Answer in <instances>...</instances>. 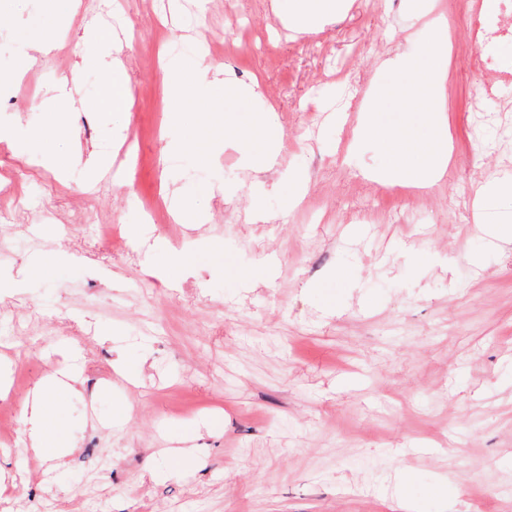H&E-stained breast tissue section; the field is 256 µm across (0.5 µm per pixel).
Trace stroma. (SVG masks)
<instances>
[{"instance_id":"stroma-1","label":"stroma","mask_w":512,"mask_h":512,"mask_svg":"<svg viewBox=\"0 0 512 512\" xmlns=\"http://www.w3.org/2000/svg\"><path fill=\"white\" fill-rule=\"evenodd\" d=\"M277 6L80 0L49 29L51 53L26 61L19 35L49 2L0 0V127L56 122L63 134L41 148L68 163L60 179L0 144V201L16 211L0 225V275L19 283L0 292V401L17 414L0 438V512H512V246L490 247L473 221L477 189L512 181V134L471 109L468 0L448 14L452 162L430 189L371 180L382 154L355 137L379 60L428 38L412 0H350L306 33ZM235 14L264 51L223 56ZM102 21L132 84L121 114L98 108L104 76L77 49ZM333 59L356 92L343 94ZM205 67L245 85L261 75L247 109L275 112L278 172L257 179L236 137L204 159L171 151L199 114L173 122L166 91ZM64 79L83 106L49 118ZM76 154L108 156V173ZM292 174L306 181L293 205ZM146 198L200 221L145 223ZM177 244L197 246L194 265L162 273V247ZM37 255L49 272L26 277ZM246 267L259 272L248 286ZM70 350L80 376L47 434L76 448L58 467L24 451L22 415Z\"/></svg>"}]
</instances>
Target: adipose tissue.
<instances>
[{"instance_id":"ef3b65f1","label":"adipose tissue","mask_w":512,"mask_h":512,"mask_svg":"<svg viewBox=\"0 0 512 512\" xmlns=\"http://www.w3.org/2000/svg\"><path fill=\"white\" fill-rule=\"evenodd\" d=\"M347 6V0H292L281 20L290 29L320 27ZM257 94L256 86L232 84L231 81L223 79L219 72L205 68L192 77L188 86L172 85L168 90V99L170 110L177 117L195 103L206 102L213 105V112L208 114L204 124L194 132L197 150L206 155L239 128L236 107L256 97ZM132 102V87L123 64L120 60H113L99 105L108 111L126 112L130 110ZM242 131L245 139L252 143L251 149L244 155L246 166L258 172L273 169L278 163L284 145L274 125L272 112L250 113L249 125ZM76 379L75 369L69 365L43 383L29 412L23 416L27 426L29 449L40 454L47 450H55V442L44 432L46 409L56 403L60 392L70 388Z\"/></svg>"}]
</instances>
